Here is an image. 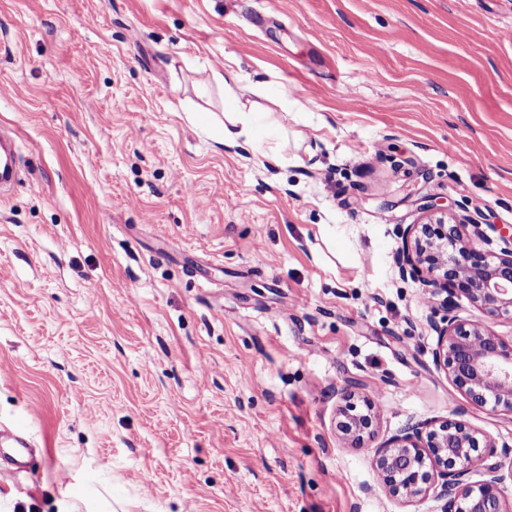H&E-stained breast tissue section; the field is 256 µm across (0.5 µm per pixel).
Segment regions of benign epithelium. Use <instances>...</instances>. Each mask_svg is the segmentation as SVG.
<instances>
[{"label": "benign epithelium", "mask_w": 512, "mask_h": 512, "mask_svg": "<svg viewBox=\"0 0 512 512\" xmlns=\"http://www.w3.org/2000/svg\"><path fill=\"white\" fill-rule=\"evenodd\" d=\"M486 236L479 224L470 226L443 217L426 224H411L402 237L404 245L395 262L404 276L447 293V314L434 323L438 333L434 360L453 385L472 402L512 413V342L507 343L477 321H463L454 314V298H466L481 313L512 317V247L498 253L476 248L474 238ZM357 410L350 402L342 410L340 431L355 442L373 433L371 403ZM495 445L462 421L415 427L395 437L376 452L374 465L381 486L394 496L417 498L431 481L443 479L448 512H512L503 497L500 465L490 462ZM484 470L478 486L469 473Z\"/></svg>", "instance_id": "benign-epithelium-1"}]
</instances>
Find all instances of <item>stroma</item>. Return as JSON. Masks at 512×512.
I'll return each mask as SVG.
<instances>
[{
	"label": "stroma",
	"instance_id": "1",
	"mask_svg": "<svg viewBox=\"0 0 512 512\" xmlns=\"http://www.w3.org/2000/svg\"><path fill=\"white\" fill-rule=\"evenodd\" d=\"M255 103L222 144L214 75ZM288 99L292 110L279 103ZM0 427L34 443L0 512H444L373 458L415 424L512 414L433 359L445 297L408 225L512 233V0H0ZM377 417L360 446L343 393ZM217 82L224 87V97L231 103V109L225 113L227 123H224L223 142L226 146H241L254 143V123L252 109H246L239 95V75L233 69H224V74L214 75ZM242 142V143H241Z\"/></svg>",
	"mask_w": 512,
	"mask_h": 512
}]
</instances>
